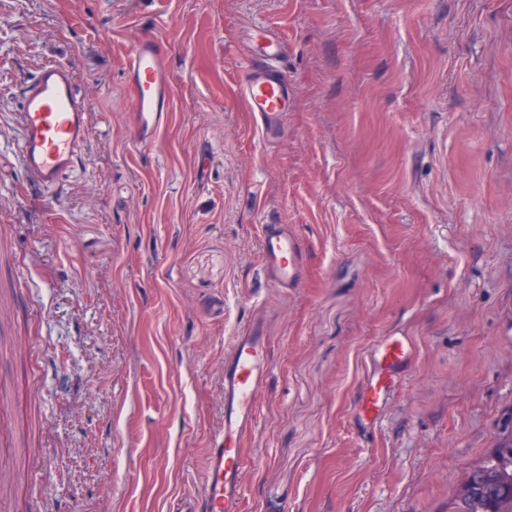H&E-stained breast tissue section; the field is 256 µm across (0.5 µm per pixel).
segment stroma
<instances>
[{"label":"stroma","instance_id":"1","mask_svg":"<svg viewBox=\"0 0 512 512\" xmlns=\"http://www.w3.org/2000/svg\"><path fill=\"white\" fill-rule=\"evenodd\" d=\"M285 45L275 142L242 94ZM165 45L171 117L136 146L126 57ZM70 65L85 165L20 170L18 90ZM292 224L304 277L260 272ZM0 512H169L224 416L255 303L271 372L243 512H449L512 417V0H0ZM415 340L366 440V349ZM261 272L274 287L294 288L301 281L302 245L292 224H265L260 234Z\"/></svg>","mask_w":512,"mask_h":512}]
</instances>
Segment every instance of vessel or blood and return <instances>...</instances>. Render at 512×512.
I'll return each instance as SVG.
<instances>
[{
	"instance_id": "obj_1",
	"label": "vessel or blood",
	"mask_w": 512,
	"mask_h": 512,
	"mask_svg": "<svg viewBox=\"0 0 512 512\" xmlns=\"http://www.w3.org/2000/svg\"><path fill=\"white\" fill-rule=\"evenodd\" d=\"M250 57L256 58L242 84L266 138H276L288 110V85L280 63L284 44L265 28H252ZM124 82L134 102V126L139 144L153 141L171 112L172 83L162 43L146 37L130 51ZM18 158L26 181L36 190L58 188L84 164L88 134L85 100L76 90L74 73L63 63L40 67L20 90ZM261 272L282 290L298 285L303 276L302 245L290 224H265L260 234ZM269 320L255 307L244 329L224 352V423L211 437L200 493L181 496L173 512H242L247 460L242 439L258 422L257 397L270 370ZM412 339L400 333L378 338L365 355L367 382L355 419L360 431L373 430L383 420L395 393L413 365Z\"/></svg>"
}]
</instances>
